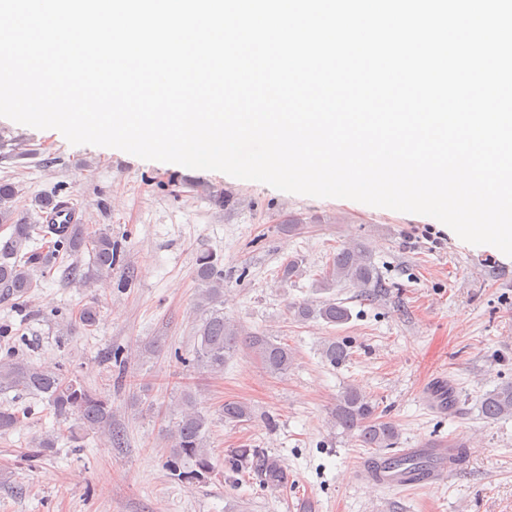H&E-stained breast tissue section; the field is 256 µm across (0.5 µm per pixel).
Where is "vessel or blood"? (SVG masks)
Listing matches in <instances>:
<instances>
[{"label":"vessel or blood","instance_id":"b4317fda","mask_svg":"<svg viewBox=\"0 0 512 512\" xmlns=\"http://www.w3.org/2000/svg\"><path fill=\"white\" fill-rule=\"evenodd\" d=\"M456 390L454 385L442 377L434 378L427 387V399L434 410L453 413L456 409ZM407 456L419 457L427 455L437 459V467L425 471H409L386 467L382 458L376 457L361 465L362 471L368 473L371 480L379 487L389 489H406L434 485L452 477L458 471L463 459L457 448L456 440H444L437 447L422 450L410 448Z\"/></svg>","mask_w":512,"mask_h":512}]
</instances>
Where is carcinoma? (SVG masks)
Here are the masks:
<instances>
[{
  "instance_id": "carcinoma-1",
  "label": "carcinoma",
  "mask_w": 512,
  "mask_h": 512,
  "mask_svg": "<svg viewBox=\"0 0 512 512\" xmlns=\"http://www.w3.org/2000/svg\"><path fill=\"white\" fill-rule=\"evenodd\" d=\"M18 190L15 184L0 182V224L9 233L0 235V294L24 298L40 286V279L50 275L59 254L90 257L92 270L81 273L73 264L70 275L85 287L112 279V270L121 262L117 245L107 229L87 231L84 224H27L12 221ZM304 273L302 259L291 257L276 271L278 282H294ZM198 284L197 306L202 310L194 336V360L211 375L221 376L224 367L239 350L252 353L263 369L275 377L291 370L295 356L292 348L276 336L247 331L224 316V267L216 253L200 251L193 270ZM338 281L348 282L367 297L388 291L389 284L381 278L369 250L361 243H349L329 255L315 282L329 287ZM294 320H322L328 325H342L350 320V310L331 299L311 300L290 307ZM347 346L331 341L323 348V356L336 365L348 357ZM0 390L40 396L48 401L56 414L75 420L78 429L93 430L106 436L112 447L121 448L124 436L112 425L110 400L97 394L76 376L59 370L34 365L24 358L9 355L0 359ZM481 416L486 420L512 417V383L501 385L478 401ZM181 417L175 425L162 430L168 442L166 467L178 481L205 482L216 471L217 461L207 444L209 417L202 411L197 394L183 390L180 397ZM228 423L252 419L251 407L236 399H227L221 408ZM336 427L364 448H391L399 433L389 421L377 415L371 395L356 384L347 385L336 400L333 414ZM229 463L235 473L255 475L262 485L279 489L287 480L279 460L262 448H233Z\"/></svg>"
}]
</instances>
